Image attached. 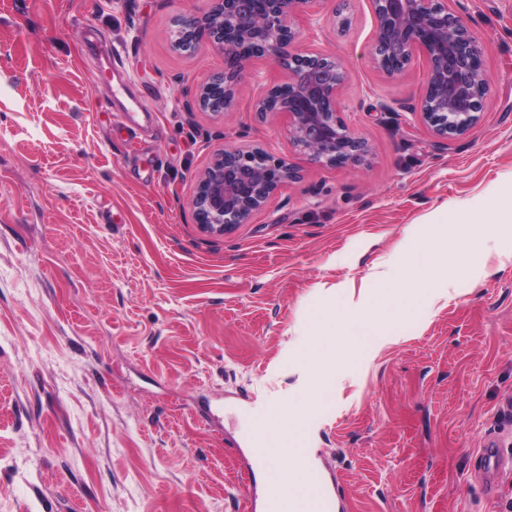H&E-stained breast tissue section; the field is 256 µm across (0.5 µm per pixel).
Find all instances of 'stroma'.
<instances>
[{"label": "stroma", "mask_w": 512, "mask_h": 512, "mask_svg": "<svg viewBox=\"0 0 512 512\" xmlns=\"http://www.w3.org/2000/svg\"><path fill=\"white\" fill-rule=\"evenodd\" d=\"M208 6L0 0V512H250L252 423L301 398L319 326L398 287L417 236L447 245L449 296L380 312L375 356L348 327L302 445L337 512H512V483L488 490L477 468L489 436L512 455V223L487 207L512 201V0H448L489 81L478 124L448 140L415 111L426 58L388 75L372 0H318L299 50L347 66L339 116L369 146L341 167L254 112L287 77L266 60L235 111L196 108L224 56L183 54L170 30ZM116 53L124 75L98 80ZM252 145L297 180L203 232L201 172Z\"/></svg>", "instance_id": "stroma-1"}]
</instances>
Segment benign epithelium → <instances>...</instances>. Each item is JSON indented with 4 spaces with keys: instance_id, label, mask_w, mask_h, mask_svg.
I'll return each instance as SVG.
<instances>
[{
    "instance_id": "obj_1",
    "label": "benign epithelium",
    "mask_w": 512,
    "mask_h": 512,
    "mask_svg": "<svg viewBox=\"0 0 512 512\" xmlns=\"http://www.w3.org/2000/svg\"><path fill=\"white\" fill-rule=\"evenodd\" d=\"M210 9L174 21L173 45L208 44L224 54V70L203 84L196 106L232 112L237 86L250 62L279 66L303 63L288 80L268 86L256 104L261 117L285 120L288 138L315 162L347 165L364 158L367 142L338 116V98L348 71L336 59L296 52L299 17L318 0H211ZM373 56L390 75L403 72L417 52L429 60L427 87L418 114L434 134L466 135L481 118L489 86L482 52L465 20L448 0H373ZM296 172L284 159L256 147L220 149L201 174L192 200L194 218L210 235H224L263 209Z\"/></svg>"
}]
</instances>
